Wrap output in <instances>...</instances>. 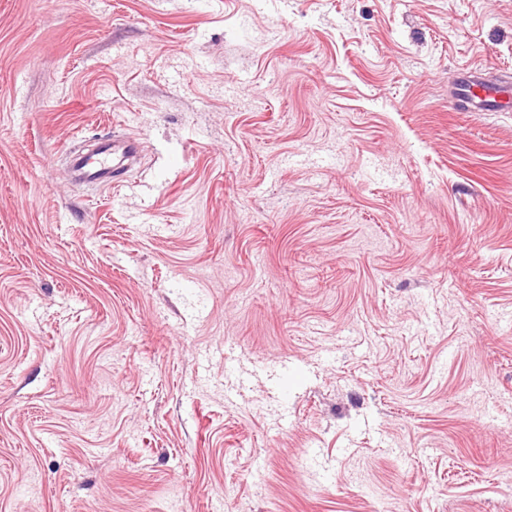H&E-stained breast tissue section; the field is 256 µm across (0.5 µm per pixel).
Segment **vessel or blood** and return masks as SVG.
Listing matches in <instances>:
<instances>
[{"label":"vessel or blood","instance_id":"b4317fda","mask_svg":"<svg viewBox=\"0 0 512 512\" xmlns=\"http://www.w3.org/2000/svg\"><path fill=\"white\" fill-rule=\"evenodd\" d=\"M462 100H451V107L460 102L475 103L478 111L496 112L507 109L511 102L505 99L500 82L484 79L480 73H468L462 80ZM138 153V145L129 137L108 135L99 139L94 153H71L68 162L77 186L105 185L112 178L122 176L129 161Z\"/></svg>","mask_w":512,"mask_h":512}]
</instances>
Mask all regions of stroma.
Listing matches in <instances>:
<instances>
[{
	"label": "stroma",
	"instance_id": "1",
	"mask_svg": "<svg viewBox=\"0 0 512 512\" xmlns=\"http://www.w3.org/2000/svg\"><path fill=\"white\" fill-rule=\"evenodd\" d=\"M470 69L512 80V0H0V512H512ZM138 145L128 136H104L96 144L94 154L72 152L69 167L76 186H103L112 178L122 176L127 162L134 160Z\"/></svg>",
	"mask_w": 512,
	"mask_h": 512
}]
</instances>
